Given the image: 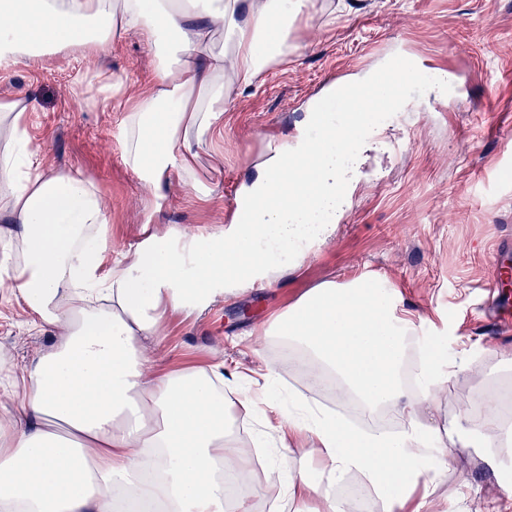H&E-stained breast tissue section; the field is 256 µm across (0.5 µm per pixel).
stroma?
Instances as JSON below:
<instances>
[{
	"mask_svg": "<svg viewBox=\"0 0 512 512\" xmlns=\"http://www.w3.org/2000/svg\"><path fill=\"white\" fill-rule=\"evenodd\" d=\"M285 61L271 65L248 88L232 87L224 133L201 152L198 178L212 191H171L157 224H144L146 194L122 161L121 113L110 103L87 104V73L152 78L147 54L130 37L92 62L44 57L0 71V97L35 102L31 149L62 169H78L104 195L108 262L135 249L143 233L182 228L200 248L228 226L240 189L258 174L268 145L302 134L308 109L331 80L349 81L380 70L394 56L421 62L427 74L448 78L451 97L409 88L415 106L392 113L384 145L365 152L349 206L334 235L270 288H245L189 313L166 316L168 369L204 368L223 356L228 370L262 387L276 373L284 392L309 393L305 371L278 343L258 331L312 288L357 278L387 281L406 309L417 312V335L441 345L448 361L465 359L472 372L447 383L433 423L481 403L500 368L512 359V331L499 332L477 311L490 281L497 247L512 234V0H318L299 23ZM7 292L0 291V356L22 366L48 341L30 328ZM447 471L417 484L428 512H485L507 493L483 468L477 449L455 448ZM252 512H290L284 483L257 476L247 490Z\"/></svg>",
	"mask_w": 512,
	"mask_h": 512,
	"instance_id": "stroma-1",
	"label": "stroma"
}]
</instances>
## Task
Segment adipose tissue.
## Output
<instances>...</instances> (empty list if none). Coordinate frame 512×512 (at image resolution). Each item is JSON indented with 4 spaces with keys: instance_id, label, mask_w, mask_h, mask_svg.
<instances>
[{
    "instance_id": "obj_1",
    "label": "adipose tissue",
    "mask_w": 512,
    "mask_h": 512,
    "mask_svg": "<svg viewBox=\"0 0 512 512\" xmlns=\"http://www.w3.org/2000/svg\"><path fill=\"white\" fill-rule=\"evenodd\" d=\"M316 0H0V70L52 53L99 52L129 36L152 53L155 81L99 87L127 101L120 123L123 160L148 197L145 223L167 205L174 183L201 195L195 162L224 124L230 86L288 56L302 17ZM33 102L0 99V288L49 331V343L20 370H0V512H118L119 504L158 512H249L228 499L224 475L248 473L249 451L228 430L224 361L164 369L157 351L168 312L192 310L236 289L273 286L299 265L307 244L330 238L357 175L335 153L285 140L240 198L251 203L214 234L205 251L182 229L146 236L105 267L106 204L77 170L50 166L29 147ZM389 282L357 279L312 289L262 330L295 351L314 382L331 379L364 418L390 412L396 431H367L275 384L243 388L238 403L260 413L268 446L279 450L270 476L287 479L296 512H345L329 488L295 475L291 445L320 453L330 478L363 477L378 512H425L408 489L434 482L448 447L476 448L494 478L512 467V433L496 393L483 408L429 423L436 395L468 368L445 364L431 346L420 392L406 384L414 328Z\"/></svg>"
}]
</instances>
